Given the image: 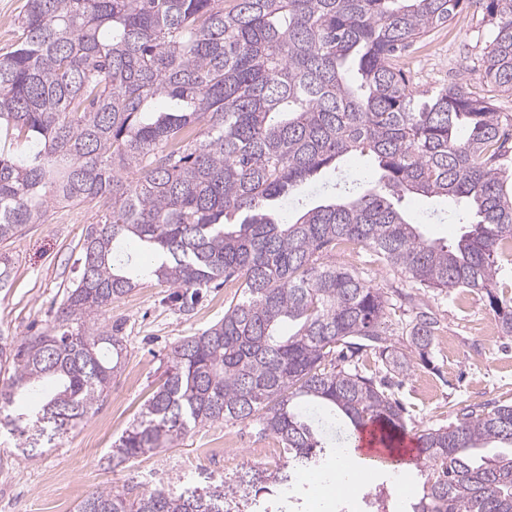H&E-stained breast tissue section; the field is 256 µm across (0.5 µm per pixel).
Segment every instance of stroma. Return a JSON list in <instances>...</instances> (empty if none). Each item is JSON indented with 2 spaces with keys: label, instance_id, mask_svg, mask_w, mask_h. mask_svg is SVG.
<instances>
[{
  "label": "stroma",
  "instance_id": "stroma-1",
  "mask_svg": "<svg viewBox=\"0 0 512 512\" xmlns=\"http://www.w3.org/2000/svg\"><path fill=\"white\" fill-rule=\"evenodd\" d=\"M488 45V26L482 11L469 9L448 26L433 30L404 52V68L414 87L433 90L454 82H470L474 91L488 88L476 68ZM403 206L421 218L426 239L452 243L462 232L464 212L443 199L410 197ZM103 206L50 207L41 224L27 225L9 241L0 243L14 262L13 286L0 292V329L16 341L46 327L75 280V260L88 225L97 223ZM448 214L442 221L427 220L433 210ZM353 269L385 293L408 289L406 279L372 251L363 250ZM233 285L215 281L201 289L193 310L180 311L175 289L142 278L139 287L99 313L100 321L122 322L127 356L103 402L95 405L75 428L55 438L53 447L39 449L30 459L12 453L10 437L0 438V512H75L94 488L125 493L161 488L189 481L200 485V473L222 478L249 466H264L256 449L268 439L249 425L208 424L194 429L173 447L111 469L107 459L114 442L137 419L144 402L162 382L170 345L200 332L224 316L233 297ZM418 300L437 317L440 336L453 351L432 345L426 356L412 354V370L390 375L374 356L363 364L376 379L388 382L405 408L408 433L454 422L468 404H500L512 400V336L474 332L476 321H492L484 294L469 293L470 313H461L453 293L425 291Z\"/></svg>",
  "mask_w": 512,
  "mask_h": 512
}]
</instances>
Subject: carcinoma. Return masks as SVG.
<instances>
[{"label": "carcinoma", "instance_id": "cac0c4a2", "mask_svg": "<svg viewBox=\"0 0 512 512\" xmlns=\"http://www.w3.org/2000/svg\"><path fill=\"white\" fill-rule=\"evenodd\" d=\"M473 7L491 27L482 78L512 92V0H27L0 54V241L45 223L53 204L106 208L52 325L0 345L12 369L0 431L31 457L104 400L125 336L94 313L140 277L187 289L222 277L237 284L224 318L171 347L108 466L221 421L280 445L274 465L219 484L132 498L96 488L76 512H270L295 470L334 453L301 404L355 428L405 429L384 384L348 364L372 350L386 371L410 369L387 339L396 304L336 260L342 241L418 290L485 293L512 336V297L496 292L512 249V118L465 83L420 92L400 66L402 50ZM365 152L378 165L369 188L326 184L320 204L276 218L274 203ZM409 195L464 202L467 230L450 244L424 239L400 207ZM397 325L421 356L439 329L414 310ZM47 380L42 402L17 412L16 392ZM417 441L424 470L409 512H512V402L468 405Z\"/></svg>", "mask_w": 512, "mask_h": 512}]
</instances>
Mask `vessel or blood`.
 Wrapping results in <instances>:
<instances>
[{"label": "vessel or blood", "instance_id": "b4317fda", "mask_svg": "<svg viewBox=\"0 0 512 512\" xmlns=\"http://www.w3.org/2000/svg\"><path fill=\"white\" fill-rule=\"evenodd\" d=\"M358 464L382 468L396 466L417 455L414 437L390 434L380 422L367 423L358 432Z\"/></svg>", "mask_w": 512, "mask_h": 512}]
</instances>
